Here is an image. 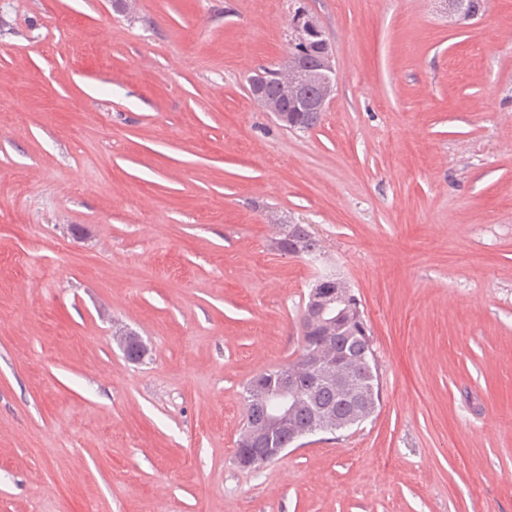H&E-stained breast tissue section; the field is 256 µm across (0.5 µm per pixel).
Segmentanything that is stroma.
Wrapping results in <instances>:
<instances>
[{
  "mask_svg": "<svg viewBox=\"0 0 512 512\" xmlns=\"http://www.w3.org/2000/svg\"><path fill=\"white\" fill-rule=\"evenodd\" d=\"M128 4L0 0V512H512V0ZM299 9L337 76L305 132L249 91ZM326 275L380 405L240 468ZM286 226H288V224L279 225L278 237L275 238L278 247L288 246L289 241V254L291 255H311L315 253V249L312 245L314 236L306 227L298 224L291 232L283 234Z\"/></svg>",
  "mask_w": 512,
  "mask_h": 512,
  "instance_id": "35a3bbf8",
  "label": "stroma"
}]
</instances>
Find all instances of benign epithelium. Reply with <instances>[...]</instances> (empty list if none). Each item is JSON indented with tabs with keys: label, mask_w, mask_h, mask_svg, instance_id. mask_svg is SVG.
I'll use <instances>...</instances> for the list:
<instances>
[{
	"label": "benign epithelium",
	"mask_w": 512,
	"mask_h": 512,
	"mask_svg": "<svg viewBox=\"0 0 512 512\" xmlns=\"http://www.w3.org/2000/svg\"><path fill=\"white\" fill-rule=\"evenodd\" d=\"M294 37L306 44L324 38V33L317 19L302 15L297 19ZM294 67L297 76V107L309 110L308 118L313 123L317 122L335 92L336 70L333 54L327 49L310 56H301L294 62ZM261 79L263 74L260 72L250 79L254 88L253 97L267 106L278 121L288 123V111H280L267 102L261 88ZM312 239L313 235L306 227L297 225L288 233L289 254L315 253ZM303 326L309 331L319 327H334L340 338L347 342L369 341L368 325L362 317L358 298L344 283L332 277L320 278L309 294ZM301 376L307 378V391L311 394L336 380L333 371L328 369L322 359L313 352H307L301 358L299 367L280 375L275 388L262 396L259 402L260 411L248 420V425L254 431L251 439L266 440L268 448L265 449V457L270 460L280 456L301 438L316 432V428L299 418L301 402L297 387L300 386ZM312 419L315 423L332 424L338 429L353 423L352 418L336 415L334 406L323 402L317 403L312 409Z\"/></svg>",
	"instance_id": "1"
}]
</instances>
